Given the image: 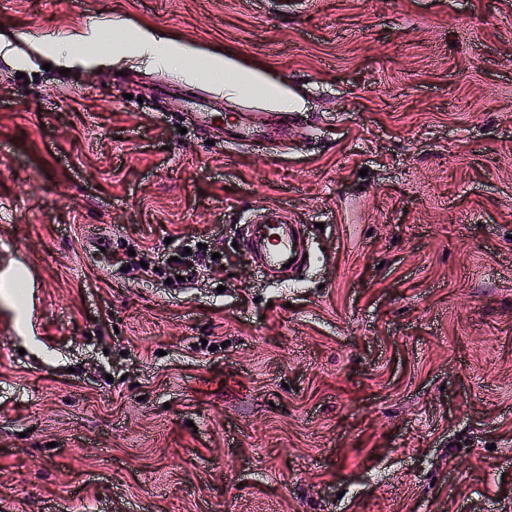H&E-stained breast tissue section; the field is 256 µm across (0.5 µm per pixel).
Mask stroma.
<instances>
[{"mask_svg": "<svg viewBox=\"0 0 512 512\" xmlns=\"http://www.w3.org/2000/svg\"><path fill=\"white\" fill-rule=\"evenodd\" d=\"M1 268L8 512H512V0H0ZM303 231V225L294 224L287 210L273 206L264 209V214L252 216L240 235L244 249L266 278L272 284H283L282 274L288 272L289 259L296 258L294 264L302 258Z\"/></svg>", "mask_w": 512, "mask_h": 512, "instance_id": "stroma-1", "label": "stroma"}]
</instances>
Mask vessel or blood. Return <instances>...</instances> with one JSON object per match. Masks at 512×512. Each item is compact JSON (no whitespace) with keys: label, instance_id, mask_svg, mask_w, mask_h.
I'll return each instance as SVG.
<instances>
[{"label":"vessel or blood","instance_id":"vessel-or-blood-1","mask_svg":"<svg viewBox=\"0 0 512 512\" xmlns=\"http://www.w3.org/2000/svg\"><path fill=\"white\" fill-rule=\"evenodd\" d=\"M304 228L292 221L287 210L280 207L265 209L252 216L241 228L244 249L271 283L279 284L287 272L290 259L301 258V238Z\"/></svg>","mask_w":512,"mask_h":512}]
</instances>
